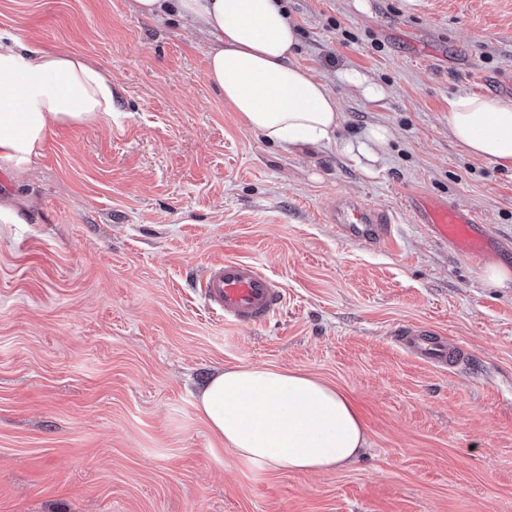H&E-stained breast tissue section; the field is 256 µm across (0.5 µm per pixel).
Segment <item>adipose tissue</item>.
Returning a JSON list of instances; mask_svg holds the SVG:
<instances>
[{
  "mask_svg": "<svg viewBox=\"0 0 512 512\" xmlns=\"http://www.w3.org/2000/svg\"><path fill=\"white\" fill-rule=\"evenodd\" d=\"M132 13L176 16L210 37L206 78L245 126L285 151L336 145L367 176L393 139L373 125L340 139L343 115L326 82L295 56L298 30L281 0H131ZM112 79L83 56L0 38V163L39 156L50 126L110 120ZM448 133L471 155L512 168V103L460 93ZM198 407L212 434L250 463L327 471L368 446L365 425L338 390L296 370L237 366L213 376Z\"/></svg>",
  "mask_w": 512,
  "mask_h": 512,
  "instance_id": "obj_1",
  "label": "adipose tissue"
}]
</instances>
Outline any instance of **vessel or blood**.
Segmentation results:
<instances>
[{
    "instance_id": "vessel-or-blood-1",
    "label": "vessel or blood",
    "mask_w": 512,
    "mask_h": 512,
    "mask_svg": "<svg viewBox=\"0 0 512 512\" xmlns=\"http://www.w3.org/2000/svg\"><path fill=\"white\" fill-rule=\"evenodd\" d=\"M410 208L416 222L426 225L437 241L472 258L486 253L489 236L474 212L423 193L411 197ZM325 219L336 226L345 240L380 243L391 232V219L383 209L355 198H342L330 204ZM201 291L208 309L235 326L267 322L284 301V290L274 277L254 263L237 259L211 267ZM395 341L402 350L431 366H447L463 355L445 337L425 330L399 329Z\"/></svg>"
}]
</instances>
